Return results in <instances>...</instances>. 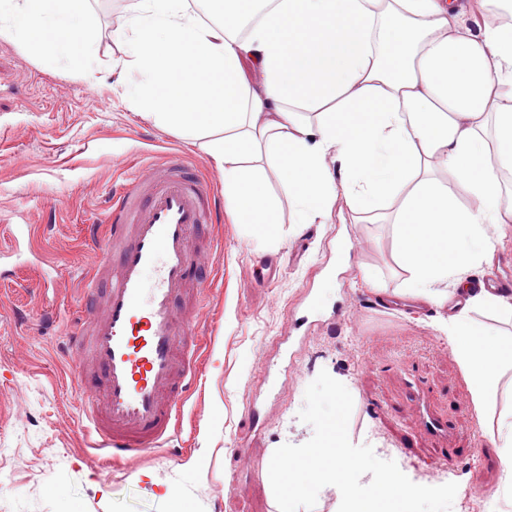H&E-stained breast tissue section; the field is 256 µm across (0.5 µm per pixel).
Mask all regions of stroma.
<instances>
[{
	"mask_svg": "<svg viewBox=\"0 0 512 512\" xmlns=\"http://www.w3.org/2000/svg\"><path fill=\"white\" fill-rule=\"evenodd\" d=\"M134 0H87L96 34L94 81L78 65H53L0 34V512H279L268 459L285 443L308 441L298 413L320 370L353 398V444L370 445L414 483H457L452 512H512L496 448L444 462L442 440L419 430L416 401L401 376L417 365L431 385L428 410L448 420L451 444L470 447L512 411L502 383L479 419L448 342L447 305L413 312L358 310L374 288L412 296L395 260V228L337 201L324 224H302L267 171L278 222L246 235L223 216L224 251L210 285L212 334L200 384L187 400L171 449L112 465L89 446L82 394L66 346L92 259L88 228L106 212L112 185L135 163L178 159L215 173L199 143L143 118L135 76L116 33ZM57 279H50V268ZM330 297L323 317L308 313L316 289ZM257 423H250L251 413ZM413 441L414 462L402 455ZM175 495L155 499L157 485ZM54 494H46V486Z\"/></svg>",
	"mask_w": 512,
	"mask_h": 512,
	"instance_id": "35a3bbf8",
	"label": "stroma"
}]
</instances>
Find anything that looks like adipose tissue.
<instances>
[{
  "label": "adipose tissue",
  "mask_w": 512,
  "mask_h": 512,
  "mask_svg": "<svg viewBox=\"0 0 512 512\" xmlns=\"http://www.w3.org/2000/svg\"><path fill=\"white\" fill-rule=\"evenodd\" d=\"M202 22L189 0H138L119 38L139 77L147 118L205 140L224 174V204L252 230L277 221L265 166L289 197L391 210L399 265L416 295L467 286L491 261V224L512 222V22L467 26L458 0H213ZM84 0H0V33L23 43L53 33L64 56L91 45ZM263 79L251 85L246 66ZM495 129L496 144L479 134ZM474 199L460 203L457 189ZM512 311L480 291L448 319L477 415L512 369V338L458 327L471 311Z\"/></svg>",
  "instance_id": "adipose-tissue-1"
}]
</instances>
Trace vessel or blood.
<instances>
[{
	"mask_svg": "<svg viewBox=\"0 0 512 512\" xmlns=\"http://www.w3.org/2000/svg\"><path fill=\"white\" fill-rule=\"evenodd\" d=\"M221 215L208 176L145 164L113 187L102 228L90 230L91 273L69 343L103 461L165 447L178 429L199 380L210 260L223 250L205 232Z\"/></svg>",
	"mask_w": 512,
	"mask_h": 512,
	"instance_id": "b4317fda",
	"label": "vessel or blood"
}]
</instances>
